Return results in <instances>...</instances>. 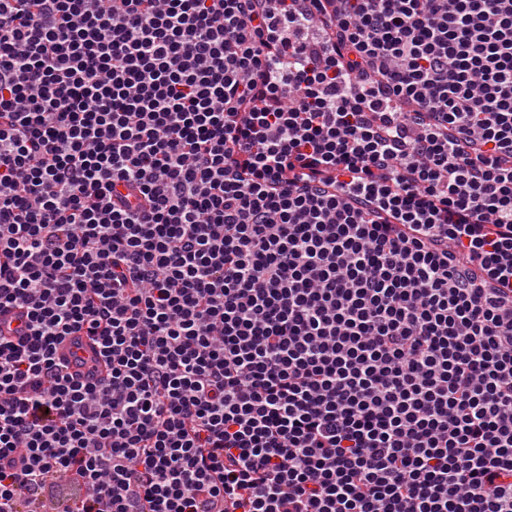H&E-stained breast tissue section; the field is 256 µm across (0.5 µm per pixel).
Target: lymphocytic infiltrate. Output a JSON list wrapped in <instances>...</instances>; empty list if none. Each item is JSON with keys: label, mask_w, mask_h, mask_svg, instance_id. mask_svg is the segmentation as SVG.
<instances>
[{"label": "lymphocytic infiltrate", "mask_w": 512, "mask_h": 512, "mask_svg": "<svg viewBox=\"0 0 512 512\" xmlns=\"http://www.w3.org/2000/svg\"><path fill=\"white\" fill-rule=\"evenodd\" d=\"M2 307L0 512H512V0H0Z\"/></svg>", "instance_id": "f902f5d3"}]
</instances>
